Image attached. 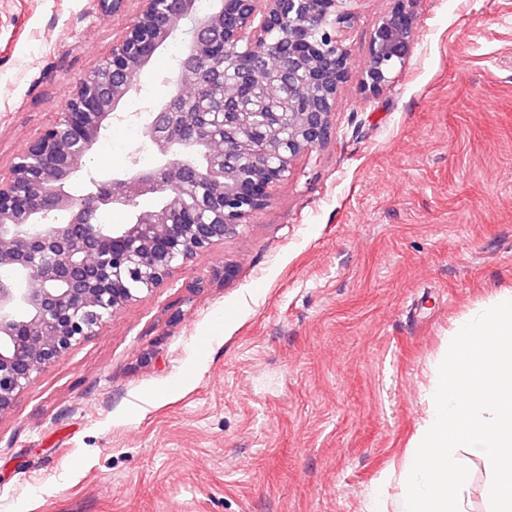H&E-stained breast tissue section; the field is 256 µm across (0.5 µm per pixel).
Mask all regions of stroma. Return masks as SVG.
Segmentation results:
<instances>
[{"mask_svg": "<svg viewBox=\"0 0 512 512\" xmlns=\"http://www.w3.org/2000/svg\"><path fill=\"white\" fill-rule=\"evenodd\" d=\"M392 0H348L361 67ZM141 7L0 0V174ZM379 95L234 237L45 367L0 414V512H401L455 322L512 289V0H419ZM169 48L124 112L171 92Z\"/></svg>", "mask_w": 512, "mask_h": 512, "instance_id": "stroma-1", "label": "stroma"}]
</instances>
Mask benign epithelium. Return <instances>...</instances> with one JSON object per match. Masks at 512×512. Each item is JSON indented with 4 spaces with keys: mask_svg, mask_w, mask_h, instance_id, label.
<instances>
[{
    "mask_svg": "<svg viewBox=\"0 0 512 512\" xmlns=\"http://www.w3.org/2000/svg\"><path fill=\"white\" fill-rule=\"evenodd\" d=\"M392 2L355 72L346 0H219L196 20L192 0H141L121 42L0 178V269L12 273L0 277V414L117 310L238 235L295 162L331 138L345 83L355 77L364 93L382 91L410 56L419 25L417 0ZM177 30L186 41L183 72L204 68L208 107L189 110L175 93L146 130L158 166L100 180L73 198L67 185L133 92V74ZM156 192L167 195L164 208L140 211L130 224L98 223L102 208L133 209Z\"/></svg>",
    "mask_w": 512,
    "mask_h": 512,
    "instance_id": "benign-epithelium-1",
    "label": "benign epithelium"
}]
</instances>
